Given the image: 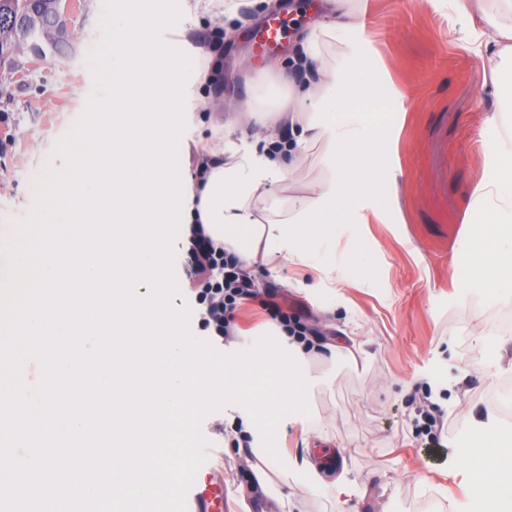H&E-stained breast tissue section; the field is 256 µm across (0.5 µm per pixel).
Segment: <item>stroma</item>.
Masks as SVG:
<instances>
[{
	"label": "stroma",
	"mask_w": 512,
	"mask_h": 512,
	"mask_svg": "<svg viewBox=\"0 0 512 512\" xmlns=\"http://www.w3.org/2000/svg\"><path fill=\"white\" fill-rule=\"evenodd\" d=\"M222 23L199 16L188 35L194 46L221 60L204 90L220 101V115L246 112L256 84L287 97L280 73L293 58L323 0H296L289 12L278 0H224ZM278 12L286 27L278 49H260L253 31ZM362 36L324 38L322 62L332 69L346 55L369 56L378 94L393 105L391 127L376 158L377 180L360 202L366 224H340L306 266L285 264L278 277L255 269L258 291L276 288L282 311L299 316L318 345L310 362L321 383L309 402L335 447H305L301 425L282 422L276 446L294 459L325 455L314 488L298 473L272 475L291 502L252 490L261 460L248 448H225L229 407L207 414L200 431L208 442L205 466L224 473L231 512H468L471 490L459 448L484 423L508 430L487 392L498 379L512 381V296L467 290L460 262L472 247L469 213L473 189L495 161L488 119L501 102L491 83L492 64L460 39L467 25L456 0H369ZM100 0H87L72 20L75 50L63 61L46 59L0 96V224L19 222L33 207L31 184L47 169L61 139L84 114L96 84L89 66L100 45ZM323 146L299 161L287 184L270 195L279 209L309 191L329 172ZM386 222L372 220L375 206ZM330 267L334 288L309 296L295 280L313 281ZM349 334L367 358H332L324 344ZM440 417V445L421 435L423 412ZM346 477L361 489L346 499L332 483Z\"/></svg>",
	"instance_id": "35a3bbf8"
}]
</instances>
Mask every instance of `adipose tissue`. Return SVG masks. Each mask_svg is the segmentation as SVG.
Here are the masks:
<instances>
[{
	"label": "adipose tissue",
	"mask_w": 512,
	"mask_h": 512,
	"mask_svg": "<svg viewBox=\"0 0 512 512\" xmlns=\"http://www.w3.org/2000/svg\"><path fill=\"white\" fill-rule=\"evenodd\" d=\"M505 14H512V0H497L496 11L485 14L495 32L490 40H483L476 22L465 31L473 42H484L496 60L492 82L501 108L492 117L498 161L473 191L485 206L472 215L475 245L461 269L468 290L512 294V27L502 24ZM301 63L316 66L317 81L293 88L282 101L267 85L257 84L246 119L212 125L220 143L206 152L202 175L189 182V221L200 222L216 245L246 267L262 264L274 275L279 262L307 264L310 247L333 234L337 224L386 218L381 207L368 217L353 211L377 177L378 132L389 116L376 96L373 68L360 56L340 68L320 67L312 37ZM355 112L362 115L357 127L350 119ZM320 142L327 148L331 177L314 194L290 199L279 223L266 222L260 204L270 188L286 182L292 163ZM461 455L473 496L471 512H506L512 506V442L482 428L462 446Z\"/></svg>",
	"instance_id": "ef3b65f1"
}]
</instances>
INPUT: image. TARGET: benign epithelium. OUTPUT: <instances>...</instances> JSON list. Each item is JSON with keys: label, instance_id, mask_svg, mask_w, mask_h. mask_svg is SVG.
<instances>
[{"label": "benign epithelium", "instance_id": "7a95c632", "mask_svg": "<svg viewBox=\"0 0 512 512\" xmlns=\"http://www.w3.org/2000/svg\"><path fill=\"white\" fill-rule=\"evenodd\" d=\"M22 9L11 12L10 23L0 29V90L25 80L46 55L9 35L28 27H40L46 41L60 44L72 41L70 16L76 0H22Z\"/></svg>", "mask_w": 512, "mask_h": 512}]
</instances>
